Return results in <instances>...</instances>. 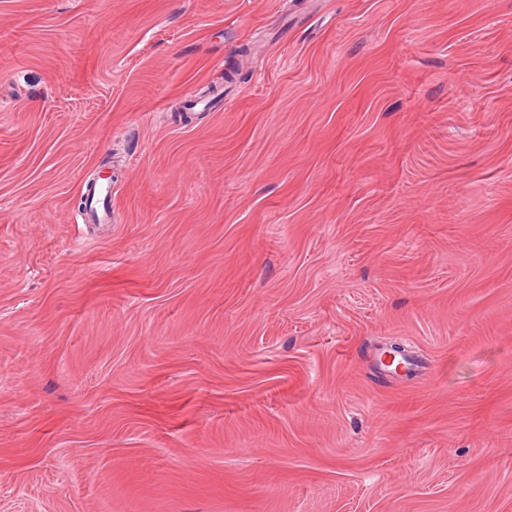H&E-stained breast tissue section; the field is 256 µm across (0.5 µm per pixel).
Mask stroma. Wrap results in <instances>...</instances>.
Wrapping results in <instances>:
<instances>
[{
  "mask_svg": "<svg viewBox=\"0 0 512 512\" xmlns=\"http://www.w3.org/2000/svg\"><path fill=\"white\" fill-rule=\"evenodd\" d=\"M0 512H512V0H0ZM86 199L85 213L92 221H102L109 217L111 207V190L108 185H96L89 188L84 187Z\"/></svg>",
  "mask_w": 512,
  "mask_h": 512,
  "instance_id": "stroma-1",
  "label": "stroma"
}]
</instances>
